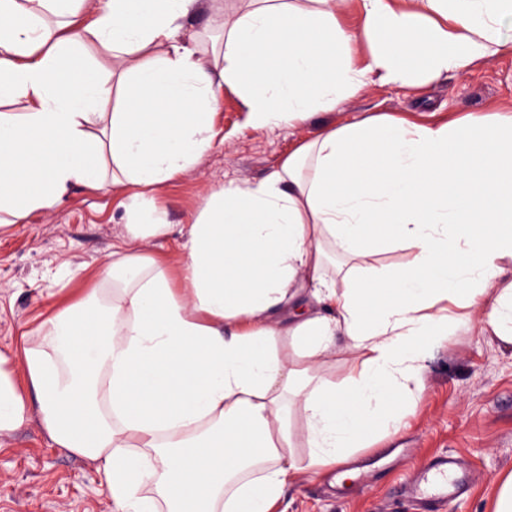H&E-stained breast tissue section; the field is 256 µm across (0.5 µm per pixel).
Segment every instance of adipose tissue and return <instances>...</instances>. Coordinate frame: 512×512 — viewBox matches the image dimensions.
Returning <instances> with one entry per match:
<instances>
[{
    "instance_id": "1",
    "label": "adipose tissue",
    "mask_w": 512,
    "mask_h": 512,
    "mask_svg": "<svg viewBox=\"0 0 512 512\" xmlns=\"http://www.w3.org/2000/svg\"><path fill=\"white\" fill-rule=\"evenodd\" d=\"M201 3L223 32L216 75L178 37ZM226 10L0 0V214L27 223L76 185L136 189L98 287L24 339V386L0 352V434L37 417L54 445L102 463L113 512H272L298 473L290 407L315 475L401 431L449 308L512 347L511 112L321 126L262 181L213 191L177 265L142 248L172 231L153 194L211 149L222 86L253 124L290 126L369 83L417 86L512 52V0ZM352 10L356 32L339 21ZM83 32L120 79L85 53ZM328 242L346 258L334 277ZM387 246L412 250V265H373ZM340 336L363 358L344 389L325 373ZM288 426L292 433L293 441L297 448H294L295 453L298 456L300 465H305L308 454V448H306V422L303 416L298 410H293L288 416Z\"/></svg>"
}]
</instances>
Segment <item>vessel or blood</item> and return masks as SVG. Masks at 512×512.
Masks as SVG:
<instances>
[{"label": "vessel or blood", "instance_id": "b4317fda", "mask_svg": "<svg viewBox=\"0 0 512 512\" xmlns=\"http://www.w3.org/2000/svg\"><path fill=\"white\" fill-rule=\"evenodd\" d=\"M416 495L434 503H449L468 488L461 463L453 458H436L423 464L408 479Z\"/></svg>", "mask_w": 512, "mask_h": 512}]
</instances>
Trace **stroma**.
Here are the masks:
<instances>
[{"label":"stroma","instance_id":"35a3bbf8","mask_svg":"<svg viewBox=\"0 0 512 512\" xmlns=\"http://www.w3.org/2000/svg\"><path fill=\"white\" fill-rule=\"evenodd\" d=\"M511 103L512 53L421 89L372 83L333 112L290 127L253 126L237 93L221 88L213 147L154 195L173 231L147 240L144 248L175 263L181 229L212 191L230 179L263 180L319 125L341 126L371 114L430 124ZM131 193L128 187L76 185L49 213L0 227L1 351H18L23 333L96 285L101 265L125 232ZM424 365L423 393L408 408L405 427L356 452L348 464L355 477L340 479L335 468L300 474L277 512H425L405 482L422 461L446 456L470 471L471 482L440 512H493L497 483L512 471V348L483 334L474 319L449 333ZM0 512H112V502L98 463L52 445L33 420L0 435Z\"/></svg>","mask_w":512,"mask_h":512}]
</instances>
